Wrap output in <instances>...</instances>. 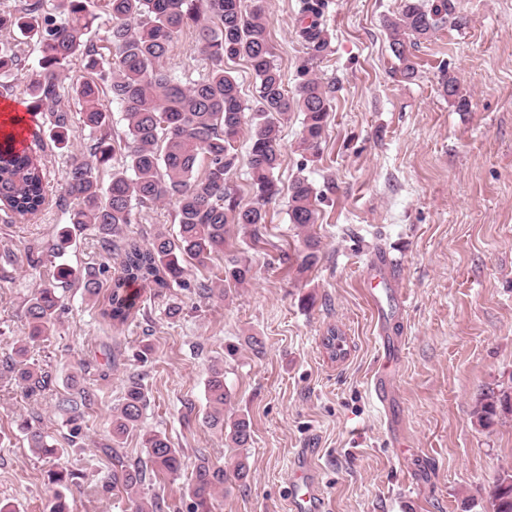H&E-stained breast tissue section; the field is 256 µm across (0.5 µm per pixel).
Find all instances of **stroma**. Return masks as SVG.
I'll list each match as a JSON object with an SVG mask.
<instances>
[{
	"instance_id": "obj_1",
	"label": "stroma",
	"mask_w": 512,
	"mask_h": 512,
	"mask_svg": "<svg viewBox=\"0 0 512 512\" xmlns=\"http://www.w3.org/2000/svg\"><path fill=\"white\" fill-rule=\"evenodd\" d=\"M399 0H323L329 47L315 75L335 83L321 153L300 147L303 116L293 112L280 132V186L306 175L322 199L314 233L318 263L298 273L304 236L288 221L283 193L267 207L259 243L236 233L252 277L222 298L202 299L197 281L224 275L225 254L188 267L181 287L142 292L140 312L122 326L104 321L100 299L73 287L47 346L29 348L49 370L54 394L25 399L13 379H0V502L13 512H45L56 491L48 472L78 473L65 496L70 512H129L123 489L104 491L112 462V411L129 379H142L150 405L125 437L126 460L143 457L142 435L165 434L179 448V474H155L136 491L145 504L163 499L171 512H192L190 475L199 455L224 464L244 457L246 484H232L212 512H287L288 472L309 458L333 512H491L488 491L512 471V415L480 424L474 411L484 395L512 392V0H458L465 27H443L411 47L412 79L398 72L384 20ZM302 0H268L265 22L287 89H294L304 47L298 36ZM14 70L0 74V106L29 102L38 69L32 46L20 43ZM166 69L205 74L194 31L175 39ZM457 79L468 101L458 109L441 92L443 76ZM30 151L46 172V203L36 215L11 221L0 211V358L27 346L24 305L51 280L59 264L76 270L106 265L95 230H85L60 261L30 262L29 248L59 242L68 219L55 205L64 190L70 153L85 151L72 126L69 150L50 142L44 124L29 130ZM174 205L139 210L126 235L147 242L156 230L176 231ZM396 258L390 279L405 300L378 325L364 281L375 261ZM180 303L179 316L167 315ZM346 338V354L330 360L328 330ZM397 338L395 401L379 407L371 376L383 355L379 334ZM260 348L248 343L249 337ZM151 346L141 358L143 346ZM224 370L232 394L225 418L243 416L252 438L230 447L210 428L206 383L212 366ZM92 391L82 437L70 442L56 406L68 386ZM39 415L60 452L36 456L19 430Z\"/></svg>"
}]
</instances>
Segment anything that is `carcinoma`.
Masks as SVG:
<instances>
[{"label":"carcinoma","instance_id":"cac0c4a2","mask_svg":"<svg viewBox=\"0 0 512 512\" xmlns=\"http://www.w3.org/2000/svg\"><path fill=\"white\" fill-rule=\"evenodd\" d=\"M456 4L457 0H400L397 12L386 18L389 45L403 78H413L416 71L408 47L447 24L467 25ZM97 7L98 0H15L12 10L0 13V32L18 33L38 54L39 70L29 83V96L40 114L48 116L49 137L57 149L68 148L71 102L81 106L79 123L88 132L89 157L72 156L64 172V193L57 205L67 215L70 229L62 243L71 242L92 225L106 252L120 253L121 269L111 279L100 316L123 325L137 314L132 287L167 288L181 283L185 265L207 266L213 255L229 245L234 228L248 230L259 239V226L266 223L265 206L280 193L276 176L281 165L280 125L289 113H303L302 150L319 155L336 85L325 86L312 74L314 61L329 46L321 0L303 7V14L312 15L313 21L300 28L306 58L292 92L275 63L264 22L265 0H252L250 6L245 0H107L103 47L93 35ZM188 27L198 33L199 51L208 69L196 80L183 81L163 70L162 62L175 36ZM237 59L246 61L255 79L251 106L241 98L239 84L227 67ZM75 60L81 62L83 75L67 84L69 66ZM19 64L13 43L1 40L0 71ZM441 88L458 108L468 107L457 80L446 77ZM107 93L122 108L125 131L119 137L112 133L111 113L101 104ZM246 123L254 200L244 205L232 193L228 175L236 167V143ZM101 168L110 169L104 190L98 180ZM288 191L289 221L304 232L305 250L297 257V269L305 272L318 262L319 240L310 234L318 220V194L300 175ZM45 200L41 166L27 150L15 148L13 137H6L0 143V210L11 219L23 220L40 211ZM165 202L176 206V233L159 230L145 244L123 237L136 209ZM106 271L104 265L84 271L62 269L56 282L34 289L24 312L28 342L46 343L55 335L64 310L59 289L76 283L88 296L96 297ZM250 273V261L231 258L224 265L222 282L243 285ZM323 346L334 360L344 355L345 338L332 329L323 337ZM27 353L23 346L1 359L0 372L15 374L24 397L36 400L52 391V379ZM207 392L211 408L207 424L229 427L231 443L245 447L251 439L250 421L237 417L224 423V406L231 403L224 370L211 369ZM91 402L85 388L56 399L59 411L67 415L74 441L81 438L82 409ZM508 402L506 395H485L476 410L478 421L486 422ZM149 403L141 380H129L121 404L112 412V447H120L121 440L138 428ZM20 428L34 454H58L40 417L22 420ZM143 448L145 457L136 462L112 454V487L131 491L151 473L181 471L182 456L165 435L144 434ZM248 476L249 466L243 460L217 466L199 457L188 488L195 512H211L212 499L229 481L242 482ZM490 497L493 512H512V475L497 478Z\"/></svg>","mask_w":512,"mask_h":512}]
</instances>
